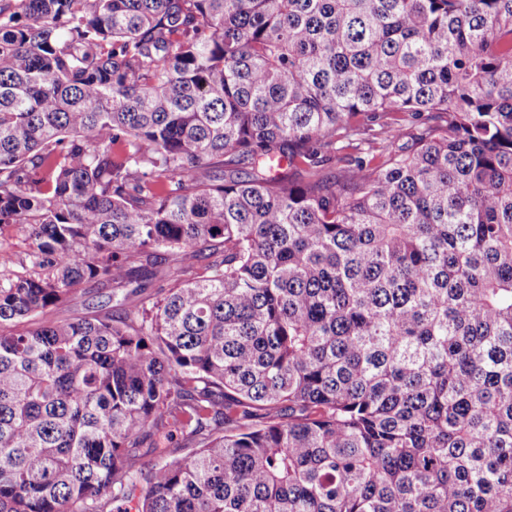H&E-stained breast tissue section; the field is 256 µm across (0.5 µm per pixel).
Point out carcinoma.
<instances>
[{
  "label": "carcinoma",
  "instance_id": "1",
  "mask_svg": "<svg viewBox=\"0 0 512 512\" xmlns=\"http://www.w3.org/2000/svg\"><path fill=\"white\" fill-rule=\"evenodd\" d=\"M9 227L0 512H512V0H0ZM30 240L23 232L9 228L0 236V252L10 254L15 259L22 258L29 251ZM112 307V286L89 282L82 286L78 298L59 309L56 318H73L103 314Z\"/></svg>",
  "mask_w": 512,
  "mask_h": 512
}]
</instances>
